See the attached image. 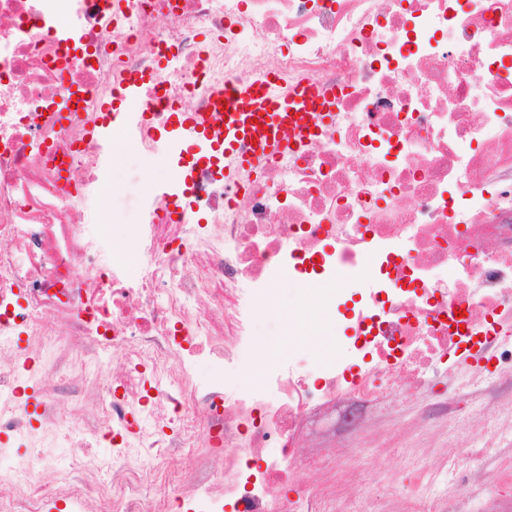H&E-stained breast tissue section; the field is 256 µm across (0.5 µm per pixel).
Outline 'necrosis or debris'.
Instances as JSON below:
<instances>
[{
	"mask_svg": "<svg viewBox=\"0 0 512 512\" xmlns=\"http://www.w3.org/2000/svg\"><path fill=\"white\" fill-rule=\"evenodd\" d=\"M268 75L315 84L328 120L258 170L196 168L183 211L147 200L134 259L76 222L131 80L155 114L133 137L163 157L171 109ZM342 274L347 333L241 386L276 287L320 279L331 312ZM408 409L447 455L375 420ZM313 425L331 441L309 453ZM3 434L28 451L0 442V512H448L493 448L511 481L512 0H0ZM382 437L412 488L354 499Z\"/></svg>",
	"mask_w": 512,
	"mask_h": 512,
	"instance_id": "4bbe7bcc",
	"label": "necrosis or debris"
}]
</instances>
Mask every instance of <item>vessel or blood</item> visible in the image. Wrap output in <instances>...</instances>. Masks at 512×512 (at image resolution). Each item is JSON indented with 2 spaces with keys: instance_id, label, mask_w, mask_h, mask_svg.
<instances>
[{
  "instance_id": "vessel-or-blood-1",
  "label": "vessel or blood",
  "mask_w": 512,
  "mask_h": 512,
  "mask_svg": "<svg viewBox=\"0 0 512 512\" xmlns=\"http://www.w3.org/2000/svg\"><path fill=\"white\" fill-rule=\"evenodd\" d=\"M213 109L210 116L180 113L177 125L186 138L239 166L283 150L279 135L284 127L314 129L327 112L314 84L282 92L271 78L215 87Z\"/></svg>"
}]
</instances>
